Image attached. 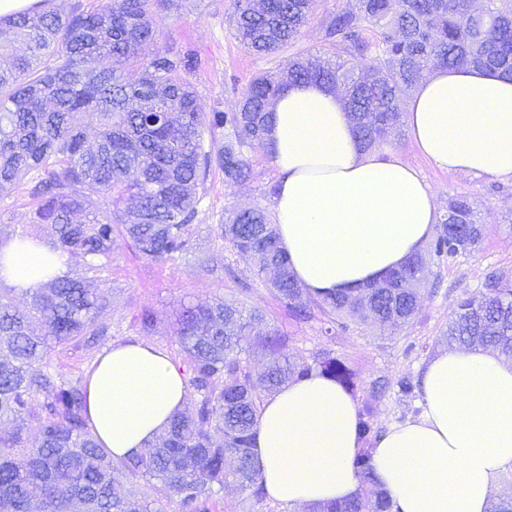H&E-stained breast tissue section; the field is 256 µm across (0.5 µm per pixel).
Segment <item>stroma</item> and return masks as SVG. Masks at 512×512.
Returning <instances> with one entry per match:
<instances>
[{
  "mask_svg": "<svg viewBox=\"0 0 512 512\" xmlns=\"http://www.w3.org/2000/svg\"><path fill=\"white\" fill-rule=\"evenodd\" d=\"M356 0H316L307 23L296 38L294 48L272 55L247 53L232 35L228 0H181L177 10L166 13L151 44L154 52L192 53L196 66L189 75L200 95L203 111H225L234 106L252 78L261 71L276 70L288 63L295 51L321 59L340 57L324 37L329 16L354 7ZM392 155L414 167L431 186L440 213L459 195L469 196L485 224L478 251L453 260L434 261L424 285V297L414 320L395 335H387L372 324H353L344 330H326L320 320L297 323L245 265H238L235 278H227L224 267L233 255L228 244L213 233L236 207L263 203V192L275 181L276 172L268 160L254 163L251 178L232 188L224 184L220 170H212L199 189L198 214L194 221L192 254L175 261H151L120 246L107 270L96 277L100 293L111 303L112 340L145 337L147 342L175 354L172 331L176 314L183 305L213 296L225 301L258 306L265 310L271 327L288 338V354L302 360L327 348L349 362L357 374L358 402L368 398L370 383L379 377L390 381L418 379L424 365L441 348L447 347L448 316L454 301L477 293L485 275L501 270L512 275V179L473 178L451 175L437 169L414 147L410 136L390 143ZM35 204L24 188L0 196V239L19 236L47 239L46 229L34 226ZM205 254L211 271L195 267V257ZM252 283L248 295H241L238 281ZM159 313V323L149 335H142L137 316L142 308Z\"/></svg>",
  "mask_w": 512,
  "mask_h": 512,
  "instance_id": "1",
  "label": "stroma"
}]
</instances>
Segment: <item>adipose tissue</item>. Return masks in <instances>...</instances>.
<instances>
[{"mask_svg":"<svg viewBox=\"0 0 512 512\" xmlns=\"http://www.w3.org/2000/svg\"><path fill=\"white\" fill-rule=\"evenodd\" d=\"M268 160L279 245L309 295L366 287L419 253L440 221L419 172L362 150L340 96L294 84L272 106ZM412 142L449 174L512 178V80L478 68L436 67L403 106ZM37 238L0 248V282L24 291L68 270ZM88 413L113 458L158 438L188 398L170 356L138 339L113 343L91 366ZM419 412L372 449L375 486L393 512H488L512 470V363L454 345L420 374ZM358 403L318 374L260 406L254 461L268 499L289 507L358 496Z\"/></svg>","mask_w":512,"mask_h":512,"instance_id":"obj_1","label":"adipose tissue"}]
</instances>
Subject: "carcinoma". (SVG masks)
I'll use <instances>...</instances> for the list:
<instances>
[{
    "mask_svg": "<svg viewBox=\"0 0 512 512\" xmlns=\"http://www.w3.org/2000/svg\"><path fill=\"white\" fill-rule=\"evenodd\" d=\"M49 0L0 18V193L27 186L38 201L35 223L51 227L49 248L78 258L86 272L112 264L116 233L152 260L190 252L196 190L214 168L230 188L252 170V143L266 141L270 107L289 85L318 83L340 95L361 144L377 150L401 136L406 90L436 66L476 67L512 77V0H357L325 25V38L365 61L356 77L342 63L296 56L278 71L254 77L231 109L202 111L187 75L192 55L146 50L161 11L178 0H99L91 11L64 15ZM314 0H230L234 38L248 51L270 55L294 45ZM375 29L372 40L364 36ZM96 131L86 133L85 119ZM97 195L102 208L85 209ZM235 262L252 267L293 321L323 319L344 330L371 319L394 328L411 322L427 263L421 255L357 292L311 297L300 288L278 246L267 207L231 213L214 228ZM484 225L464 195L452 199L436 227L431 252L454 259L482 241ZM0 288V512H166L155 497L165 491L176 512H214L216 497L233 485L261 498L253 448L264 398L293 379L326 375L345 390L357 383L349 363L322 349L291 360L288 337L268 325L264 311L216 297L183 308L174 345L189 399L168 430L142 453L115 460L89 422L88 379L67 378L52 354L107 336V302L88 278L65 275L23 294ZM150 333L158 313L137 317ZM448 336L512 361V284L486 274L479 296L457 300ZM261 346L268 360L252 362ZM354 461L374 512H391L374 488L370 447L381 436L371 404L359 411ZM232 465H227V460ZM362 497L316 504L311 512H361Z\"/></svg>",
    "mask_w": 512,
    "mask_h": 512,
    "instance_id": "1",
    "label": "carcinoma"
}]
</instances>
